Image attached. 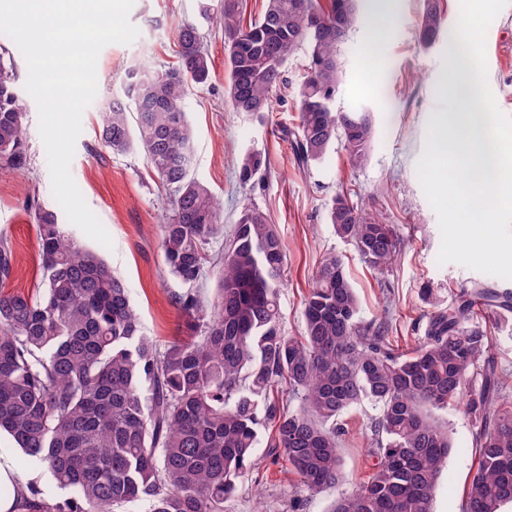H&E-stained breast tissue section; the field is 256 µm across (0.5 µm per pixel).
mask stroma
<instances>
[{
	"label": "stroma",
	"mask_w": 512,
	"mask_h": 512,
	"mask_svg": "<svg viewBox=\"0 0 512 512\" xmlns=\"http://www.w3.org/2000/svg\"><path fill=\"white\" fill-rule=\"evenodd\" d=\"M200 0H135L130 21L139 30L131 44L112 43L99 53L97 94L82 116L71 175L88 207L111 239L101 246L68 221L52 193L46 150L39 133L38 108L23 95L26 108L27 166L18 172L0 168V238L13 253L14 272L1 289L30 293L40 280V257L31 213L34 207L57 212L58 221L83 246L99 251L130 289V298L150 336L166 344L186 335V320L176 304L185 286L168 271L160 249L167 192L139 152L114 154L97 138L103 106L121 93L130 68L146 64L160 69L176 60L174 35L183 23L201 21L211 56L207 85L191 89L185 99L195 132L192 174L224 202V225L232 227L243 207L263 211L286 246V270L279 292L282 326L291 335L303 332L304 299L326 254L339 256L360 302L363 321L385 323L403 347L424 334L434 305L449 306L459 288L489 281V274L457 263L438 261L441 233L417 174L428 125H443L459 104L450 87L466 74L448 58V42L431 49L417 47V23L423 0H396L387 32L362 16L341 47L343 77L337 108L373 113L376 133L364 165L351 167L343 153H330L321 163L299 168L284 128L297 115L301 68L307 51L298 49L288 63V81L276 93L264 124L232 110L227 98L224 30L218 16L199 18ZM488 83L498 108L512 117V0L493 20L486 34ZM267 157L260 186H240L236 172L248 150ZM344 193L368 216L393 225L399 255L387 269L365 265L354 245L336 235L328 209ZM432 297H425V289ZM379 409L363 403L340 419L346 480L306 497L304 512H329L340 493L364 477L370 460L371 422ZM453 448L433 493L434 512H462L465 490L475 466L474 429L459 408L439 410ZM256 469L229 505V512H288L287 489L297 479L286 461L271 464L265 448H257Z\"/></svg>",
	"instance_id": "35a3bbf8"
}]
</instances>
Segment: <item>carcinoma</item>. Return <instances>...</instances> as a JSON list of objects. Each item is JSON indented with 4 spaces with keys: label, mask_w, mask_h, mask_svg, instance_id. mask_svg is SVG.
Returning a JSON list of instances; mask_svg holds the SVG:
<instances>
[{
    "label": "carcinoma",
    "mask_w": 512,
    "mask_h": 512,
    "mask_svg": "<svg viewBox=\"0 0 512 512\" xmlns=\"http://www.w3.org/2000/svg\"><path fill=\"white\" fill-rule=\"evenodd\" d=\"M243 0H220L236 112L261 121L295 50L308 48L296 123L286 130L298 162H321L341 143L364 164L374 137L371 113L338 110L340 47L360 0H266L258 20ZM441 0H424L418 43L445 30ZM176 64L132 68L123 94L101 112L99 138L115 153L143 152L169 193L161 250L170 274L190 286L177 297L193 335L157 344L145 332L129 288L57 215L34 209L42 263L33 294L0 292V432L53 474L61 498L23 483L27 512H224L255 466L260 427L273 424L266 457L283 458L298 489L313 495L343 482L339 418L363 401L379 408L367 479L330 512H433V492L453 448L434 411L464 409L474 428L476 467L462 512H503L512 504V388L486 361L491 331L479 319L512 312V291L492 283L460 289L429 316L424 336L402 348L388 327L363 322L341 259L325 256L303 309L304 332L282 328L278 293L285 245L265 213L243 208L224 233V202L191 174L194 133L185 98L210 78L200 24L176 34ZM13 68L0 62V166L27 164L26 110ZM247 152V185L265 167ZM337 236L369 267L397 259L394 229L337 195L328 212ZM221 243L212 257L209 248ZM217 288L205 301L191 289L204 275ZM13 255L0 244V282Z\"/></svg>",
    "instance_id": "cac0c4a2"
}]
</instances>
